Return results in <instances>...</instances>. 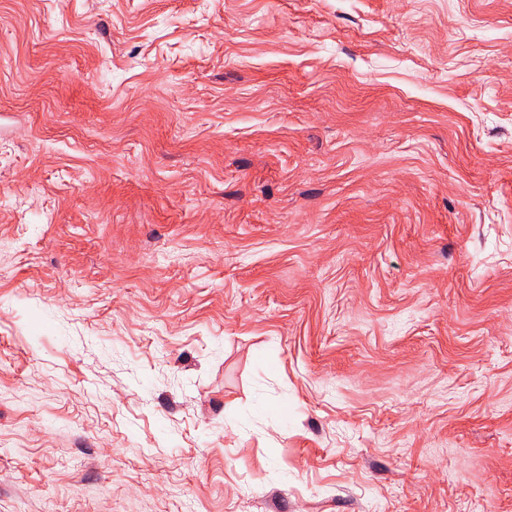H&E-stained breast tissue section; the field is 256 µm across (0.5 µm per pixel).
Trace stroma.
<instances>
[{
    "mask_svg": "<svg viewBox=\"0 0 512 512\" xmlns=\"http://www.w3.org/2000/svg\"><path fill=\"white\" fill-rule=\"evenodd\" d=\"M0 512H512V0H0Z\"/></svg>",
    "mask_w": 512,
    "mask_h": 512,
    "instance_id": "35a3bbf8",
    "label": "stroma"
}]
</instances>
